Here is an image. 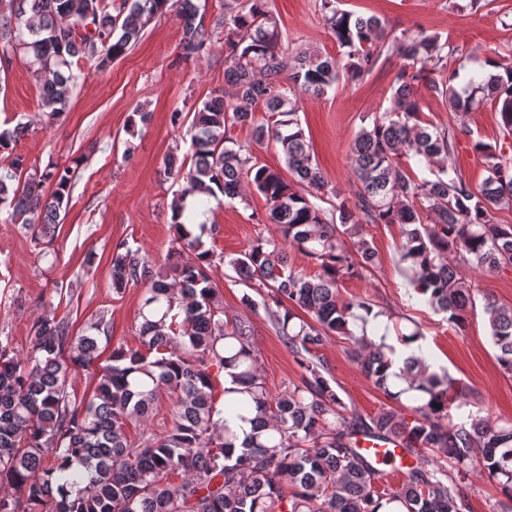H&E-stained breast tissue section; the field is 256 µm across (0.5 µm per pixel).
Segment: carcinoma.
Segmentation results:
<instances>
[{
	"instance_id": "carcinoma-1",
	"label": "carcinoma",
	"mask_w": 512,
	"mask_h": 512,
	"mask_svg": "<svg viewBox=\"0 0 512 512\" xmlns=\"http://www.w3.org/2000/svg\"><path fill=\"white\" fill-rule=\"evenodd\" d=\"M0 12V65L29 55L48 116L65 111L78 82L71 59H117L137 43L147 21L176 8L184 60L208 53L213 31L198 20L196 0H6ZM320 0L327 27L342 53L291 54L282 49L279 23L268 0H226L224 75L230 90L205 102L190 127L188 172L169 156L167 178L188 187L170 208L177 229L176 261L166 274L125 241L112 254V286L119 291L146 281L139 349H113L111 363L95 373L92 395L70 398V369L98 360L97 333L73 335L64 319L44 316L30 329L31 350L19 359L0 340V512H469L462 481L477 469L512 501V421L495 422L476 407L455 419L451 404L471 405L470 392L448 371H436L410 345L424 340L418 323L389 342L390 309L338 294L339 277L361 279L379 268L365 233L370 224H398L399 261L414 292L462 333L476 308L468 265L487 272L512 268V225L493 212L512 205V162L483 143L475 148L489 175L472 187L455 165L457 133L420 118L415 90L424 82L458 114L484 100L496 106L504 136H512V69L506 75L441 76L456 49L425 30L396 34L376 16H356ZM402 60L390 105L361 128L350 153L354 196L327 188L300 120L292 91L321 96L340 81L371 74L382 57ZM252 128L255 140L273 141L291 179L259 162L232 135ZM25 127L0 129V212L3 222L38 229L46 237L59 224L75 170L49 163L29 166L14 153ZM416 158L431 173L413 176L402 158ZM248 186L267 202L274 226L228 260L258 298L244 305L271 321L303 369L301 383L274 395L263 379L248 318L224 309L210 270L214 254L202 237L185 230L201 203L187 196L245 199ZM338 198L327 209L326 195ZM320 269L310 279L295 271L287 247ZM484 314L496 360L512 376V307L484 297ZM383 326L379 340L371 323ZM338 335L352 343L349 357L389 405L361 419L330 387L319 350ZM235 387H219V373ZM174 406L169 429L147 421L153 405ZM412 412L408 418L406 412ZM248 419L251 431L235 451L228 418ZM374 438L402 443L407 454L431 459L410 467L399 485L384 482V469L360 451ZM183 475L178 485L173 475Z\"/></svg>"
}]
</instances>
